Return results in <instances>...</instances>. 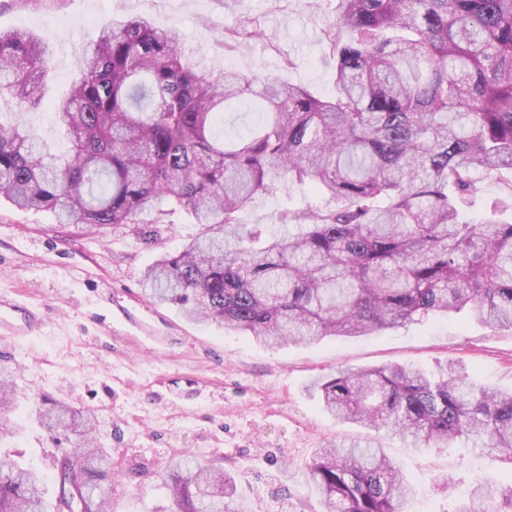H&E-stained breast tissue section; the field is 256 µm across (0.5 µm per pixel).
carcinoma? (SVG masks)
<instances>
[{
	"label": "carcinoma",
	"instance_id": "1",
	"mask_svg": "<svg viewBox=\"0 0 512 512\" xmlns=\"http://www.w3.org/2000/svg\"><path fill=\"white\" fill-rule=\"evenodd\" d=\"M247 15L224 30L244 46ZM336 95L322 99L272 76L205 70L177 29L146 17L103 27L52 118L59 156L27 126L51 70L47 46L0 32V197L103 232L184 212L201 231L143 272L157 303L192 322L271 345L369 336L431 314L467 310L512 328V194L482 222L459 219L481 179L512 185V0H337L323 31ZM259 109L246 134L226 112ZM309 183L334 209L285 213L297 230L266 237L239 213L276 182ZM0 368V415L13 395ZM343 422L413 448L473 438L512 458V391H489L454 364L438 376L406 365L340 369L308 386ZM51 433L83 446L57 463L54 512H107L112 459L91 414L36 407ZM324 512H402L409 485L380 442L328 443L308 466ZM173 512H249L231 477L183 454L163 478ZM0 512H48L42 475L0 447ZM454 512H512V486L476 479Z\"/></svg>",
	"mask_w": 512,
	"mask_h": 512
}]
</instances>
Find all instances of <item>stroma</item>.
I'll use <instances>...</instances> for the list:
<instances>
[{"label":"stroma","mask_w":512,"mask_h":512,"mask_svg":"<svg viewBox=\"0 0 512 512\" xmlns=\"http://www.w3.org/2000/svg\"><path fill=\"white\" fill-rule=\"evenodd\" d=\"M0 0V30H25L53 55L46 101L25 119L53 151L67 149L51 100L77 75V53L113 19L143 15L177 28L191 57L214 71L271 74L319 95L335 91L336 62L321 32L336 0ZM257 22L246 47L228 49L224 31L240 14ZM309 186L277 184L240 215L244 224L283 232L281 215L329 207ZM157 236L135 225L97 233L57 223L48 211L0 201V297L39 307L41 329L16 341L0 336V366L16 371L8 414L19 460L39 469L47 499L55 462L74 453L77 434L46 431L36 405L63 401L92 412L97 445L112 459L114 512H170L162 475L183 449L234 479L250 512H323L308 474L314 451L361 435L325 413L307 387L337 369L410 364L430 374L457 362L478 385L512 389V329H490L466 313L432 315L374 336L266 347L241 333L186 320L141 291L145 267L199 233L184 214L164 216ZM412 494L404 512H454L473 479L512 485V459L458 441L421 450L381 439ZM451 481L438 487L440 477Z\"/></svg>","instance_id":"1"}]
</instances>
